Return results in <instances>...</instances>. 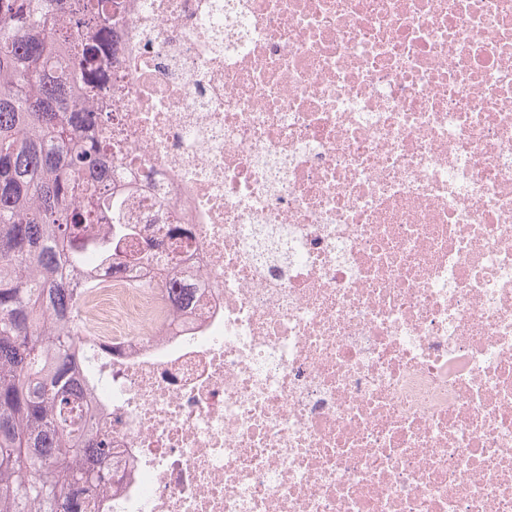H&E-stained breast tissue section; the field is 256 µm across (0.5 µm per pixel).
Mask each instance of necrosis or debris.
<instances>
[{
	"label": "necrosis or debris",
	"instance_id": "necrosis-or-debris-1",
	"mask_svg": "<svg viewBox=\"0 0 512 512\" xmlns=\"http://www.w3.org/2000/svg\"><path fill=\"white\" fill-rule=\"evenodd\" d=\"M125 5L111 512H512V0Z\"/></svg>",
	"mask_w": 512,
	"mask_h": 512
}]
</instances>
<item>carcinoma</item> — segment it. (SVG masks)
Returning <instances> with one entry per match:
<instances>
[{"label": "carcinoma", "mask_w": 512, "mask_h": 512, "mask_svg": "<svg viewBox=\"0 0 512 512\" xmlns=\"http://www.w3.org/2000/svg\"><path fill=\"white\" fill-rule=\"evenodd\" d=\"M122 0H0V512H109L126 475L77 410L87 251L131 234L92 72ZM107 225L100 237L89 231Z\"/></svg>", "instance_id": "cac0c4a2"}]
</instances>
